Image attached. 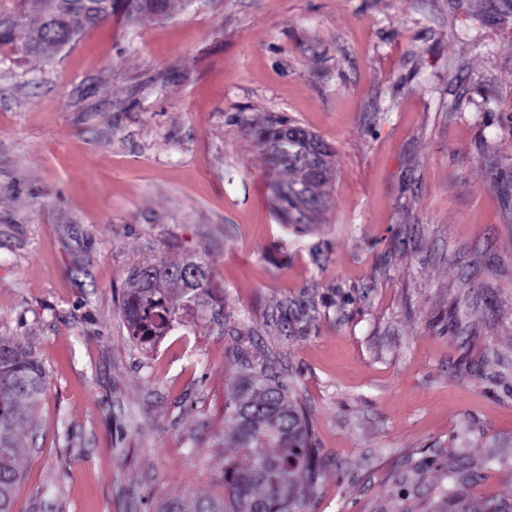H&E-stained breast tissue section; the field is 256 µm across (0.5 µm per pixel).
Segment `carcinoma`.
Returning a JSON list of instances; mask_svg holds the SVG:
<instances>
[{"label": "carcinoma", "instance_id": "1", "mask_svg": "<svg viewBox=\"0 0 512 512\" xmlns=\"http://www.w3.org/2000/svg\"><path fill=\"white\" fill-rule=\"evenodd\" d=\"M169 0H0V45L50 59L59 55L80 31L121 12L130 19L164 15ZM39 17L29 28L25 18ZM257 135L271 166L285 178L275 184L279 208L290 224H306L309 214L326 205L332 150L322 139L297 125L271 119ZM179 286L182 304L174 306L168 285ZM218 316L223 295L210 266L199 257L178 265L143 264L129 273L122 294V312L129 336L140 345H154L180 323L178 310ZM46 374L34 353L0 338V512H12L20 480L17 442L30 424L27 410L44 390ZM225 420L236 453L224 460V498L195 503L193 512H251L258 501L265 512H299L293 478L305 477L314 487L322 472L320 449L312 439L306 414L289 396L288 384L264 362L227 391ZM440 512H469L465 486L445 489Z\"/></svg>", "mask_w": 512, "mask_h": 512}]
</instances>
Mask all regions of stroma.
<instances>
[{
  "label": "stroma",
  "instance_id": "stroma-1",
  "mask_svg": "<svg viewBox=\"0 0 512 512\" xmlns=\"http://www.w3.org/2000/svg\"><path fill=\"white\" fill-rule=\"evenodd\" d=\"M334 153L281 223L251 124ZM512 0H171L47 61L0 47V336L47 385L13 512L224 495V401L264 361L322 477L300 512L512 494ZM205 260L215 321L127 334L129 270ZM444 496L445 499L438 511L470 512L466 505L469 494L465 486L453 484L450 488L445 489Z\"/></svg>",
  "mask_w": 512,
  "mask_h": 512
}]
</instances>
